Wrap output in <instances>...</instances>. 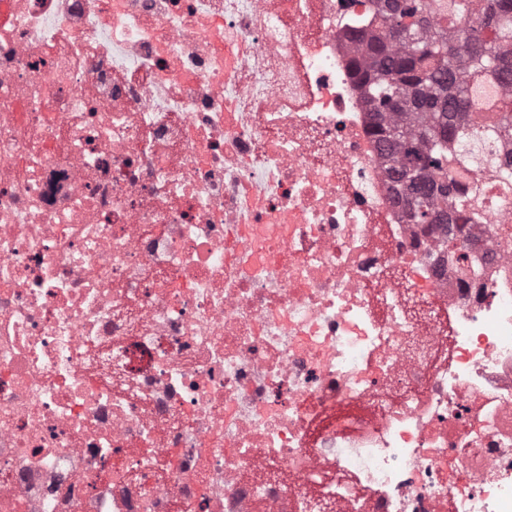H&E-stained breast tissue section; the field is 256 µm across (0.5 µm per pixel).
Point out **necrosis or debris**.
<instances>
[{
  "mask_svg": "<svg viewBox=\"0 0 512 512\" xmlns=\"http://www.w3.org/2000/svg\"><path fill=\"white\" fill-rule=\"evenodd\" d=\"M351 0H0V512H512V196L410 223Z\"/></svg>",
  "mask_w": 512,
  "mask_h": 512,
  "instance_id": "1",
  "label": "necrosis or debris"
}]
</instances>
